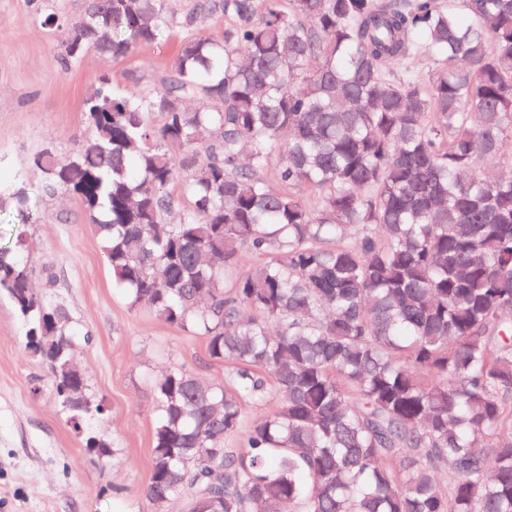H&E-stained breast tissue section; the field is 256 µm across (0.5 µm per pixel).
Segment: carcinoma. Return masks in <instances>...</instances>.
<instances>
[{
	"label": "carcinoma",
	"mask_w": 512,
	"mask_h": 512,
	"mask_svg": "<svg viewBox=\"0 0 512 512\" xmlns=\"http://www.w3.org/2000/svg\"><path fill=\"white\" fill-rule=\"evenodd\" d=\"M175 26L162 73L94 76L73 156L36 158L129 305L232 368L155 379L146 499L512 512V176L482 171L512 168V0H84L61 60ZM28 247L20 228L0 251V292L78 431L105 407L72 384L71 317L31 288Z\"/></svg>",
	"instance_id": "carcinoma-1"
}]
</instances>
